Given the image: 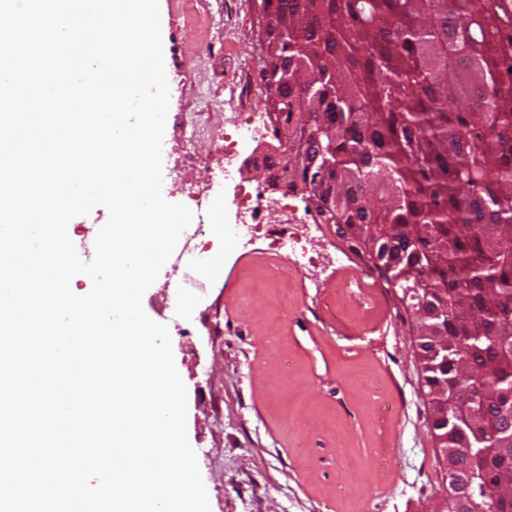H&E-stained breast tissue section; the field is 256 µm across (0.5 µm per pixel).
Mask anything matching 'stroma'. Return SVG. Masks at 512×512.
Listing matches in <instances>:
<instances>
[{
  "label": "stroma",
  "instance_id": "obj_1",
  "mask_svg": "<svg viewBox=\"0 0 512 512\" xmlns=\"http://www.w3.org/2000/svg\"><path fill=\"white\" fill-rule=\"evenodd\" d=\"M170 105L163 140V195L185 202L184 187L223 194L235 219L237 187L268 188L266 176L224 166V119H261V14L257 0H159ZM201 166L183 169L186 153ZM297 214L312 220L301 195ZM268 210L248 244L212 235L205 253L176 247L143 296L145 313L167 325L176 368L188 393L187 434L211 512H430L448 492L413 318L368 256L311 227L304 264L266 253L283 231ZM221 277L206 275L214 256ZM249 266L250 278L238 275ZM378 291L383 311L359 302L336 307L342 278ZM382 387L395 419L379 430L380 408L367 387ZM387 449L378 466L376 449Z\"/></svg>",
  "mask_w": 512,
  "mask_h": 512
}]
</instances>
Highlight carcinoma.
Listing matches in <instances>:
<instances>
[{
  "instance_id": "cac0c4a2",
  "label": "carcinoma",
  "mask_w": 512,
  "mask_h": 512,
  "mask_svg": "<svg viewBox=\"0 0 512 512\" xmlns=\"http://www.w3.org/2000/svg\"><path fill=\"white\" fill-rule=\"evenodd\" d=\"M261 3L265 112L272 138L296 144L272 153L288 190L371 257L416 326L436 309L437 333L465 338L436 360L418 342L424 386L448 384L434 436L474 448L448 512L472 495L512 512L497 498L512 482L499 449L512 411L498 401L512 390V0Z\"/></svg>"
}]
</instances>
